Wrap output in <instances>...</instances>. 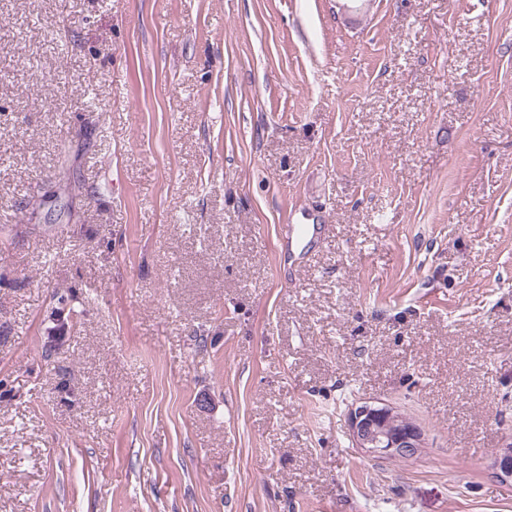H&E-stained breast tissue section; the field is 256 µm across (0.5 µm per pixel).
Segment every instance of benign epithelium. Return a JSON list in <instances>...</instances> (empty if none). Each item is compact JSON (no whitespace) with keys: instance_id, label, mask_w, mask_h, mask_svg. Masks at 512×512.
<instances>
[{"instance_id":"benign-epithelium-1","label":"benign epithelium","mask_w":512,"mask_h":512,"mask_svg":"<svg viewBox=\"0 0 512 512\" xmlns=\"http://www.w3.org/2000/svg\"><path fill=\"white\" fill-rule=\"evenodd\" d=\"M348 434L353 447L367 456L418 458L425 448L423 429L409 421L399 422L394 406L380 401L353 403L347 413ZM494 466L501 481L512 480V445L498 449Z\"/></svg>"}]
</instances>
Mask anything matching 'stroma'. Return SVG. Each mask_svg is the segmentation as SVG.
<instances>
[{
  "mask_svg": "<svg viewBox=\"0 0 512 512\" xmlns=\"http://www.w3.org/2000/svg\"><path fill=\"white\" fill-rule=\"evenodd\" d=\"M2 214L0 512H512V0H0ZM394 406L360 401L348 409V434L353 447L367 456L418 458L425 448V433L417 424L399 423Z\"/></svg>",
  "mask_w": 512,
  "mask_h": 512,
  "instance_id": "obj_1",
  "label": "stroma"
}]
</instances>
